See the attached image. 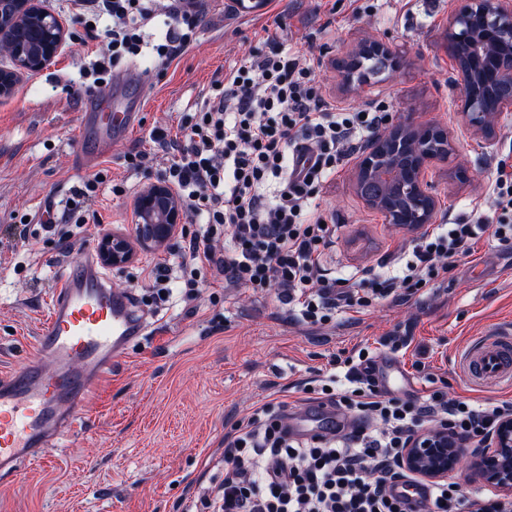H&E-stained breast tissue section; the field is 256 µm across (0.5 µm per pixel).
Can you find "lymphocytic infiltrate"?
Segmentation results:
<instances>
[{"label":"lymphocytic infiltrate","mask_w":512,"mask_h":512,"mask_svg":"<svg viewBox=\"0 0 512 512\" xmlns=\"http://www.w3.org/2000/svg\"><path fill=\"white\" fill-rule=\"evenodd\" d=\"M76 2L80 14L112 18L110 55L84 73L97 88L119 60L138 55L140 28L155 9L150 0ZM166 11L172 22L155 47L164 62L190 45L197 23L195 0H172ZM213 89L185 123L182 140L152 134L169 158L168 182L188 211L206 218L189 242L190 265L217 267L236 286L276 287L290 312L314 325L345 308L412 298L485 232L512 245V166L501 161L490 183L492 219L433 225L393 273L372 279L366 295L347 289L320 261L336 227L325 223L316 199L338 164L386 123V113L333 111L310 67L275 42ZM370 362L365 348L333 360L329 380L341 390L330 403L346 419L333 436L292 438L287 412L266 404L227 433L224 478L205 489L206 512H408L393 487L410 478L399 465L401 451L424 424L447 423L472 449L512 414V402L450 399L438 391L423 400L389 396L368 376ZM481 500L461 483L436 482L424 512H478Z\"/></svg>","instance_id":"1"}]
</instances>
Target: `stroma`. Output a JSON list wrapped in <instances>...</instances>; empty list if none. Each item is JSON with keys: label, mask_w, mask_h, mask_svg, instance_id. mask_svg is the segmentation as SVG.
I'll return each mask as SVG.
<instances>
[{"label": "stroma", "mask_w": 512, "mask_h": 512, "mask_svg": "<svg viewBox=\"0 0 512 512\" xmlns=\"http://www.w3.org/2000/svg\"><path fill=\"white\" fill-rule=\"evenodd\" d=\"M39 5L65 23L68 37L50 62L24 73L14 93L0 98V375L34 358L65 265L103 235L135 236L136 197L166 168L152 154L153 130L178 134L182 118L203 107L213 81L267 49L271 38L302 57L336 108H380L391 121L432 123L448 132L467 178H449L443 161L427 167L434 223L469 224L475 213L491 212L496 162L512 154V110L502 112L490 143L465 125L445 40L454 0H275L261 21L232 18L224 0H202L191 47L165 65L151 49L169 22L158 13L142 29L143 52L122 59L112 73L123 81V94H147L139 127L91 167L80 163L75 140L96 95L82 72L99 57L111 20L85 22L72 0ZM371 40L398 55L399 68L345 85L337 61ZM139 151L149 155L144 167L128 168L129 155ZM356 165L352 159L339 167L318 199L336 227V243L322 263L344 276L386 271L416 236L359 198ZM95 174L101 177L95 198L73 203L75 190ZM48 208L57 217L50 230L42 226ZM203 225L202 217L187 216L171 242L138 247L132 264L107 269L112 286L131 292L154 315L156 329L100 383L51 463L0 480V512H204L197 496L224 477L226 432L265 403L305 410L315 397L299 390L301 380L325 378L334 357L391 336L405 339L395 357L412 368L416 384L399 398L438 389L450 398L512 402V387H476L457 371L469 339L512 321V247L481 239L422 296L311 325L298 321L274 291L231 285L213 267L198 271L196 288H185L182 261ZM162 265L170 270L165 301L150 286L151 270Z\"/></svg>", "instance_id": "35a3bbf8"}]
</instances>
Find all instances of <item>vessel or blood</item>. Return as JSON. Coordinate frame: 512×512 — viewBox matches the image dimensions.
<instances>
[{"label": "vessel or blood", "mask_w": 512, "mask_h": 512, "mask_svg": "<svg viewBox=\"0 0 512 512\" xmlns=\"http://www.w3.org/2000/svg\"><path fill=\"white\" fill-rule=\"evenodd\" d=\"M225 6L237 19L259 21L270 14L272 0H226ZM143 107L142 99L125 101L120 92H102L76 132L84 163L96 162L113 141L128 138ZM148 331L132 293L112 289L98 254L86 247L53 287L36 342L37 361L0 376V478L16 476L25 464L50 460L52 450L74 430L89 394ZM44 359L53 364L52 374L43 372ZM457 366L471 382L511 386L512 327L498 326L470 340ZM369 372L389 392L411 384L393 358L378 360ZM335 425L333 409L320 405L287 421L290 433L301 439L330 433Z\"/></svg>", "instance_id": "obj_1"}]
</instances>
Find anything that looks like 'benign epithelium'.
I'll return each instance as SVG.
<instances>
[{
  "label": "benign epithelium",
  "instance_id": "benign-epithelium-1",
  "mask_svg": "<svg viewBox=\"0 0 512 512\" xmlns=\"http://www.w3.org/2000/svg\"><path fill=\"white\" fill-rule=\"evenodd\" d=\"M21 9L46 21L43 31L50 42V51L35 64L20 48L9 52L17 69L7 77L0 74V97L12 93L20 71L44 67L68 35L61 21L36 6L35 0H0V19ZM448 48L458 72L474 73L473 84L463 92L462 110L469 126L488 140L495 133L500 113L512 106V0H460L448 22ZM435 128V124L411 122L392 125L374 138L371 148L357 164L356 175L371 166L374 152L385 142L407 132L419 134ZM446 158V154L427 158L409 188L415 199L425 202L420 224L431 223L436 208L423 172L432 161ZM136 213L141 218L137 240L142 245L170 240L184 223L181 200L163 181H153L141 190ZM98 250L107 267H124L134 259V248L122 233L102 236ZM400 465L406 472L429 482L456 477L476 480L493 489L491 504L496 512H512V415L502 416L484 446L476 450L465 449L462 440L447 425L430 426L408 441Z\"/></svg>",
  "mask_w": 512,
  "mask_h": 512
}]
</instances>
